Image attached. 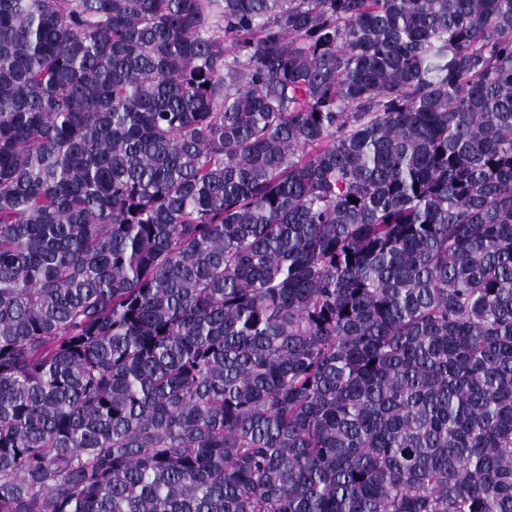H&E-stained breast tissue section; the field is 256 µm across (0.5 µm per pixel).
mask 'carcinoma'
Segmentation results:
<instances>
[{
  "instance_id": "cac0c4a2",
  "label": "carcinoma",
  "mask_w": 512,
  "mask_h": 512,
  "mask_svg": "<svg viewBox=\"0 0 512 512\" xmlns=\"http://www.w3.org/2000/svg\"><path fill=\"white\" fill-rule=\"evenodd\" d=\"M0 512H512V0H0Z\"/></svg>"
}]
</instances>
